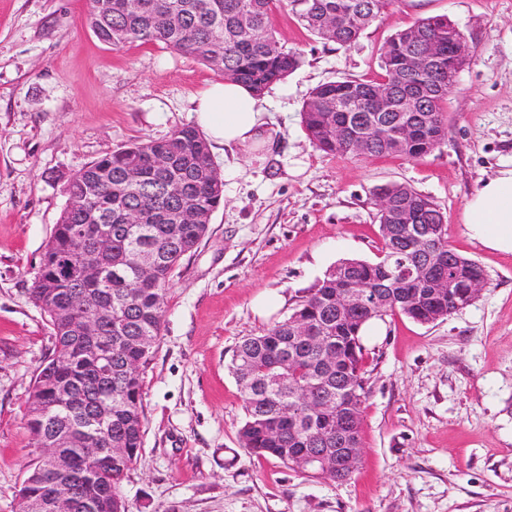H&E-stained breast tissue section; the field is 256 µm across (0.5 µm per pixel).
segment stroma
Listing matches in <instances>:
<instances>
[{
    "mask_svg": "<svg viewBox=\"0 0 512 512\" xmlns=\"http://www.w3.org/2000/svg\"><path fill=\"white\" fill-rule=\"evenodd\" d=\"M88 10L89 0H0V512H18L39 456L25 414L53 335L30 288L66 205L64 180L195 125L193 96L217 79L160 43L112 49L86 24ZM438 15L470 50L439 147L419 160L315 149L301 122L310 91L379 79L391 35ZM274 26L303 64L264 94L273 144L261 159L211 148L224 201L166 294L142 373L144 446L122 483L128 512H512V255L462 222L482 183L512 166V0H395L348 47L287 10ZM390 183L440 206L451 248L484 267L487 285L445 321L395 312L365 337L364 455L350 478L249 455L234 350L288 317L338 260L378 259L374 192Z\"/></svg>",
    "mask_w": 512,
    "mask_h": 512,
    "instance_id": "1",
    "label": "stroma"
}]
</instances>
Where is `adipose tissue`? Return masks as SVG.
Listing matches in <instances>:
<instances>
[{"instance_id":"obj_1","label":"adipose tissue","mask_w":512,"mask_h":512,"mask_svg":"<svg viewBox=\"0 0 512 512\" xmlns=\"http://www.w3.org/2000/svg\"><path fill=\"white\" fill-rule=\"evenodd\" d=\"M195 101L198 124L212 142L252 156L270 143L266 102L241 83H211ZM463 224L486 248L512 254V168L487 179L467 200Z\"/></svg>"}]
</instances>
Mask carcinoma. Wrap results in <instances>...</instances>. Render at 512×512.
Masks as SVG:
<instances>
[{"mask_svg": "<svg viewBox=\"0 0 512 512\" xmlns=\"http://www.w3.org/2000/svg\"><path fill=\"white\" fill-rule=\"evenodd\" d=\"M393 0H92L87 23L103 43H161L194 57L224 79L243 83L258 94L295 72L301 53L286 48L273 18L289 9L308 31L348 47L375 22ZM465 43L463 34L443 16H429L396 31L381 51L379 81L340 78L319 84L301 112L315 148L330 154L356 155L350 130L379 124L362 157L399 155L421 159L448 136L443 102L454 86L462 60L448 45ZM409 56L433 60L413 73L403 67ZM388 86L401 99L416 88V112H377L367 92ZM161 155V168L151 160ZM142 168L140 183L123 184L128 169ZM204 134L194 127L175 130L161 141L136 142L98 158L64 183L67 204L45 246L32 283L35 302L49 317L53 353L38 372L27 406V426L51 444L60 441L74 466L89 450L96 465L78 484L88 512H128L122 481L144 444L142 370L161 336L166 290L185 256L208 231L212 212L224 200L223 181ZM388 207L378 212L381 256L370 262L345 258L329 268L308 290L288 318L237 346L231 372L240 386L244 422L241 447L258 457H273L295 468L302 448L336 454L338 448L362 446V405L366 399L362 328L371 319L399 312L430 325L470 305L472 287L487 283L484 267L459 255L448 244L445 213L428 196L405 184L383 188ZM140 223H126L130 212ZM192 211L198 220L185 224L177 216ZM100 224L112 228V250L99 256L106 279L80 280L84 259L70 252L75 229L93 236ZM143 252L154 262L150 277L135 276L131 258ZM426 255L445 260L447 285L433 279L413 283L385 279V271ZM354 281L377 295L369 311L336 312L342 283ZM76 293L88 307H112V328L82 342L76 327L84 311L64 322L54 308ZM111 372L100 373L104 358ZM71 389L90 407L112 403V436L97 433L82 417H59L49 410L59 393ZM118 452L111 453L109 449ZM67 476L38 460L19 491V512H49L52 487Z\"/></svg>", "mask_w": 512, "mask_h": 512, "instance_id": "1", "label": "carcinoma"}]
</instances>
